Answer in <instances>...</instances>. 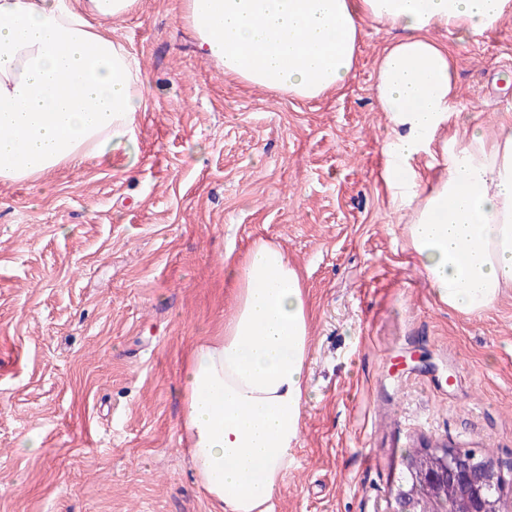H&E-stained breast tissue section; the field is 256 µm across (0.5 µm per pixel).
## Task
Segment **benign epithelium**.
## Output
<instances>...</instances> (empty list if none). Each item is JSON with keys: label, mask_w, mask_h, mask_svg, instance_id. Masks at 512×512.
<instances>
[{"label": "benign epithelium", "mask_w": 512, "mask_h": 512, "mask_svg": "<svg viewBox=\"0 0 512 512\" xmlns=\"http://www.w3.org/2000/svg\"><path fill=\"white\" fill-rule=\"evenodd\" d=\"M403 465L407 478L390 491L395 512H438L430 501L441 497L454 500L456 512H501V470L473 449L426 445Z\"/></svg>", "instance_id": "benign-epithelium-1"}]
</instances>
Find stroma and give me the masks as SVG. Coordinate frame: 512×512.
I'll use <instances>...</instances> for the list:
<instances>
[{"label":"stroma","instance_id":"35a3bbf8","mask_svg":"<svg viewBox=\"0 0 512 512\" xmlns=\"http://www.w3.org/2000/svg\"><path fill=\"white\" fill-rule=\"evenodd\" d=\"M340 91L298 98L199 54L184 0H137L113 40L146 91L133 140L0 184V512H212L180 439L183 363L234 308L227 255L278 245L312 307L301 438L270 512H393L401 453L487 455L512 512V289L433 294L382 178L363 21ZM453 44L456 109L512 118V13ZM29 435L38 451L21 448Z\"/></svg>","mask_w":512,"mask_h":512}]
</instances>
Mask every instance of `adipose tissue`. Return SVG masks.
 I'll return each mask as SVG.
<instances>
[{"label": "adipose tissue", "mask_w": 512, "mask_h": 512, "mask_svg": "<svg viewBox=\"0 0 512 512\" xmlns=\"http://www.w3.org/2000/svg\"><path fill=\"white\" fill-rule=\"evenodd\" d=\"M134 0H0V182L37 180L133 138L145 84L104 23ZM512 0H187L201 53L225 74L305 99L341 89L363 19L397 36L379 60L375 96L395 131L383 171L408 209L412 253L430 288L468 315L512 288V121L441 138L456 99L442 30L473 37ZM440 154L427 192L412 162ZM232 314L184 363L181 438L215 512H270L300 440L308 395L309 314L300 274L275 244L225 262Z\"/></svg>", "instance_id": "1"}]
</instances>
